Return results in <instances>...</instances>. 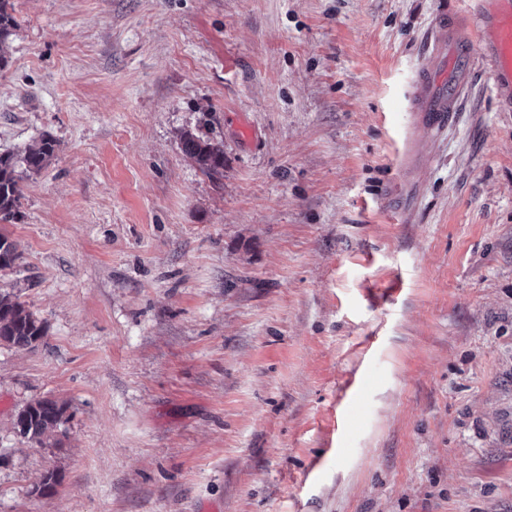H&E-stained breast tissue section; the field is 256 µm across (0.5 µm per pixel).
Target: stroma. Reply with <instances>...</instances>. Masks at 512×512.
I'll return each instance as SVG.
<instances>
[{"instance_id": "stroma-1", "label": "stroma", "mask_w": 512, "mask_h": 512, "mask_svg": "<svg viewBox=\"0 0 512 512\" xmlns=\"http://www.w3.org/2000/svg\"><path fill=\"white\" fill-rule=\"evenodd\" d=\"M9 3L0 512H512V105L413 110L475 0ZM184 153L193 158L199 166L210 174H220L224 169V146L203 140L191 132L181 136ZM55 147V141L42 138L20 154H0V223L14 219L24 178L39 173L54 156ZM44 336L43 325L19 301V297L0 292V343L24 348ZM64 406L56 400L45 398L27 405L18 415H26L27 425L21 417L16 419L17 428H23L21 434L28 439L42 444L44 439L57 428L64 413Z\"/></svg>"}]
</instances>
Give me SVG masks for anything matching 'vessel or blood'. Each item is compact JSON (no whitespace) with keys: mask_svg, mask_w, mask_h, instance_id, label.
<instances>
[{"mask_svg":"<svg viewBox=\"0 0 512 512\" xmlns=\"http://www.w3.org/2000/svg\"><path fill=\"white\" fill-rule=\"evenodd\" d=\"M483 2L485 9L476 22L464 23L444 12L433 20L443 36L434 41L432 58L422 65L415 93V110L428 131H442L468 96L473 57L486 61L496 92L512 89V0Z\"/></svg>","mask_w":512,"mask_h":512,"instance_id":"vessel-or-blood-1","label":"vessel or blood"}]
</instances>
